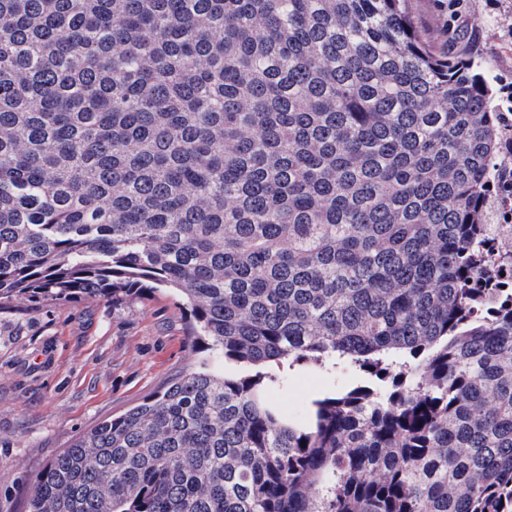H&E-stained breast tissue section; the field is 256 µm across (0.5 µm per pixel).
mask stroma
<instances>
[{"label": "stroma", "mask_w": 512, "mask_h": 512, "mask_svg": "<svg viewBox=\"0 0 512 512\" xmlns=\"http://www.w3.org/2000/svg\"><path fill=\"white\" fill-rule=\"evenodd\" d=\"M461 17L444 29L439 0L408 9L440 54L463 51L512 85V0H461ZM189 315L172 290L135 298L81 299L0 309V512H28L32 481L58 453L98 423L167 387L197 356ZM360 371L298 366L285 373L276 401L303 415L309 400L359 382Z\"/></svg>", "instance_id": "35a3bbf8"}]
</instances>
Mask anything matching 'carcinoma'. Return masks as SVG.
<instances>
[{
	"mask_svg": "<svg viewBox=\"0 0 512 512\" xmlns=\"http://www.w3.org/2000/svg\"><path fill=\"white\" fill-rule=\"evenodd\" d=\"M501 101L406 0H0V308L148 281L210 353L29 512H512ZM361 379L362 373L350 367H336L335 372H325L296 366L286 371L285 382L274 392V398L288 414L301 416L314 395L334 386L341 388L353 385Z\"/></svg>",
	"mask_w": 512,
	"mask_h": 512,
	"instance_id": "cac0c4a2",
	"label": "carcinoma"
}]
</instances>
